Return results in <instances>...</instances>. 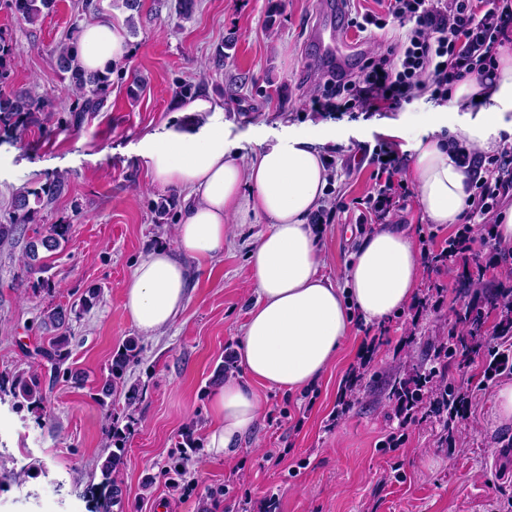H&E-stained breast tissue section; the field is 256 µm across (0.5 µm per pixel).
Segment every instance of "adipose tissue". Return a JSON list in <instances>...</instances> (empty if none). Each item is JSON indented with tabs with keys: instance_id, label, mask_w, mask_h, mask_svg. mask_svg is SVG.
I'll list each match as a JSON object with an SVG mask.
<instances>
[{
	"instance_id": "adipose-tissue-1",
	"label": "adipose tissue",
	"mask_w": 512,
	"mask_h": 512,
	"mask_svg": "<svg viewBox=\"0 0 512 512\" xmlns=\"http://www.w3.org/2000/svg\"><path fill=\"white\" fill-rule=\"evenodd\" d=\"M129 52L124 28L111 19L87 23L78 35L85 71H106ZM478 98L483 106L476 111ZM180 113L189 125L165 123L140 141L152 186L178 190L182 203L171 244L143 255L125 283L124 309L141 335H161L189 300L190 262L223 255L234 225L268 219L248 251L255 302L236 349L247 378H226L210 397L208 448L230 458L263 411L254 384L293 393L315 383L336 359L354 320L379 325L407 306L422 256L408 229L378 225L361 240L344 287H337L323 273L321 235L313 224L327 186L324 151L337 141L335 130L318 122L301 133L259 141L246 162L227 139L224 109L208 91L196 92ZM506 134L512 136V41L498 47L491 79L454 84L445 112L429 113L408 146V177L422 222L461 223L473 174L461 148L491 153Z\"/></svg>"
}]
</instances>
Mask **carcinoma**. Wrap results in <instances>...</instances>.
<instances>
[{"label": "carcinoma", "mask_w": 512, "mask_h": 512, "mask_svg": "<svg viewBox=\"0 0 512 512\" xmlns=\"http://www.w3.org/2000/svg\"><path fill=\"white\" fill-rule=\"evenodd\" d=\"M5 3L21 19L34 24L44 11L53 6L54 0H5ZM77 38L78 30L75 29L53 50V54L57 68L68 75L74 88L76 100L69 112L72 121L78 123L85 116L100 112L106 106L112 72L88 73L81 69L75 55ZM11 56L9 42L0 33V122H11L17 128H24L29 124L39 123V115L53 111V106L42 96L7 88ZM62 190L63 182L53 179L38 191L26 189L18 192L14 197L10 222L0 224V240L22 235L25 226L35 221L45 201L52 200ZM68 233L69 225L52 224L47 234L40 239V245L48 251H56L68 240ZM73 310V306L68 309L57 307L43 317L42 324L46 328L60 329L65 326ZM490 312L500 314L501 329L512 336V299L502 296L497 288H486L482 293L481 305L467 306L464 311L457 313V320L461 324L460 333L449 336L445 344L430 345L433 356L429 365L422 364L413 368V378L409 383L395 379L391 381L390 391H396L400 396L396 404L399 414L416 409L432 395L434 399L429 407V414L443 426H448V414L456 406L455 394L448 388L446 379L448 365L484 336L485 319ZM139 353V341L134 337L128 338L115 352L108 368V376L100 388V400L110 397L115 387L123 382L128 365ZM44 355L51 361L54 373L69 372V368L65 367L69 357L66 337H55L50 350L44 352ZM0 394L12 396L20 406L33 412L41 409L45 400L43 382L36 372L1 378ZM112 447L114 451L101 465L102 486L107 488L113 486L117 470L123 465L124 437L117 429L112 431Z\"/></svg>", "instance_id": "carcinoma-1"}]
</instances>
